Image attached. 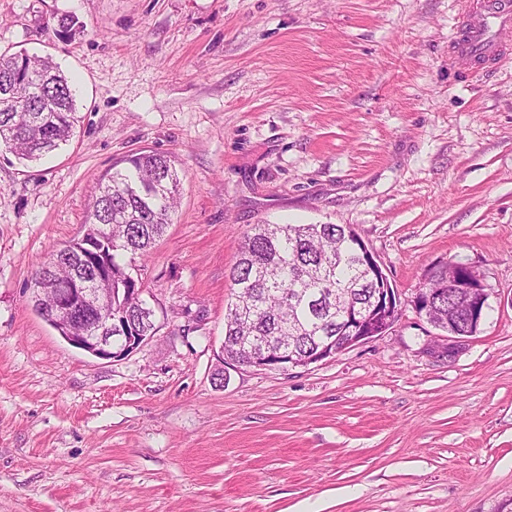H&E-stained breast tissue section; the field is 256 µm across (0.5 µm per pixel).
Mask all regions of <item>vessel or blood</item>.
<instances>
[{
  "mask_svg": "<svg viewBox=\"0 0 512 512\" xmlns=\"http://www.w3.org/2000/svg\"><path fill=\"white\" fill-rule=\"evenodd\" d=\"M512 29V0H467L465 22L456 44L475 62L490 61L501 52L498 36Z\"/></svg>",
  "mask_w": 512,
  "mask_h": 512,
  "instance_id": "1",
  "label": "vessel or blood"
}]
</instances>
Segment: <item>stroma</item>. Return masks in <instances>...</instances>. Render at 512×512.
<instances>
[{
    "instance_id": "35a3bbf8",
    "label": "stroma",
    "mask_w": 512,
    "mask_h": 512,
    "mask_svg": "<svg viewBox=\"0 0 512 512\" xmlns=\"http://www.w3.org/2000/svg\"><path fill=\"white\" fill-rule=\"evenodd\" d=\"M460 0H0V51L77 86L74 137L0 152V512H512V61L465 76ZM81 28L57 35L62 16ZM185 177L131 273L156 335L122 359L34 310L113 167ZM348 224L404 305L285 371L219 360L255 224ZM492 295L453 360L411 301L438 261Z\"/></svg>"
}]
</instances>
